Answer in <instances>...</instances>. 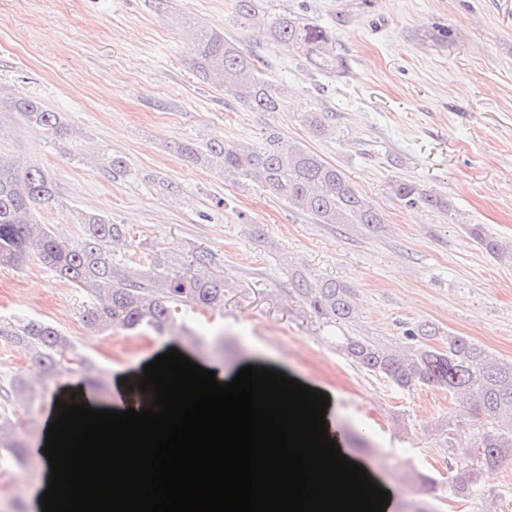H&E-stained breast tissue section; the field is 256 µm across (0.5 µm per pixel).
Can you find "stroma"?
Listing matches in <instances>:
<instances>
[{"instance_id":"stroma-1","label":"stroma","mask_w":512,"mask_h":512,"mask_svg":"<svg viewBox=\"0 0 512 512\" xmlns=\"http://www.w3.org/2000/svg\"><path fill=\"white\" fill-rule=\"evenodd\" d=\"M262 15L288 12L327 27L341 64L321 70L241 25L232 0H0V158L36 163L58 193L37 219L78 236V217L124 225L114 257L130 265L158 250L171 259L205 248L229 283L222 310L186 312L173 334L86 326L90 298L60 282L36 256L0 266V409L13 410L14 438L35 447L48 399L64 378L38 376L9 337L30 320L53 324L84 355L79 371L100 401L116 379L175 348L199 364L272 368L337 398L333 417L346 448L388 487L415 471L444 478L438 429L460 407L448 391L400 390L364 375L290 292L302 265L356 290L363 333L397 340L428 321L512 359V263L475 243L480 224L512 242V0H261ZM223 30L264 62L284 89L280 112H254L198 83L191 57L198 24ZM57 112L56 136L25 125L15 101ZM332 113L316 134L303 112ZM344 172L384 222L319 224L242 176L189 163L180 145L214 137L263 146L270 132ZM124 176L108 171L113 158ZM411 181L448 202L440 212L403 206L391 187ZM262 234H255V226ZM24 378L27 402L12 383ZM24 472L26 482L14 479ZM44 481L37 456L0 470V512H34ZM496 498L512 512V465L485 475L480 496L395 499L424 512H480Z\"/></svg>"}]
</instances>
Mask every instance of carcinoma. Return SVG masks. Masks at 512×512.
Wrapping results in <instances>:
<instances>
[{"mask_svg": "<svg viewBox=\"0 0 512 512\" xmlns=\"http://www.w3.org/2000/svg\"><path fill=\"white\" fill-rule=\"evenodd\" d=\"M233 6L236 18L256 24L287 51L321 69L336 68L338 58L325 27L294 13L262 19L259 0H233ZM192 68L200 82L221 89L256 112H279L285 106L281 89L261 76L260 59L244 53L220 30L200 27ZM14 109L24 122L46 132L64 131L58 114L38 101L24 100ZM180 153L192 162H213L225 173L258 183L318 224L370 228L383 223L377 209L340 169L305 148L279 146L275 135L262 148L214 138L204 150L184 145ZM392 192L408 206L422 203L439 211L448 207L444 197L423 194L410 181L395 183ZM55 196L56 183L41 167L0 162V265H17L28 254H35L59 279L91 297L92 306L83 315L87 324L125 330L146 327L163 334L176 328L183 308H224L226 280L210 271L215 264L212 252L194 250L176 267L155 253L140 269L121 268L113 263L112 253L125 239L124 225L89 214L81 219V234L67 239L49 225L37 223V209L53 202ZM470 236L488 252L512 261V247L504 249L481 225H473ZM289 277L309 316L337 334L338 348L357 368L406 391L446 390L463 408L485 418L482 429L473 434L459 423L444 425L440 451L448 456V481L419 474L424 491L469 497L477 491L485 471L512 461V359L495 356L466 336L450 335L448 347L436 348L430 341L440 336V330L427 321L407 329L405 340L386 344L358 329L351 285L315 278L298 268L290 269ZM11 339L43 373L67 370L77 358L68 338L43 321H27L11 333ZM476 437L480 443L469 454L467 448Z\"/></svg>", "mask_w": 512, "mask_h": 512, "instance_id": "carcinoma-1", "label": "carcinoma"}]
</instances>
